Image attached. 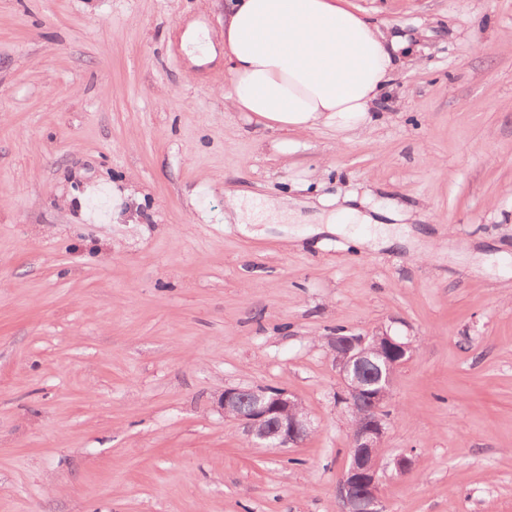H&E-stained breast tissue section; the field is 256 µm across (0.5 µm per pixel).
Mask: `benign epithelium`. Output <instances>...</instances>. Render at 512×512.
I'll list each match as a JSON object with an SVG mask.
<instances>
[{"label":"benign epithelium","mask_w":512,"mask_h":512,"mask_svg":"<svg viewBox=\"0 0 512 512\" xmlns=\"http://www.w3.org/2000/svg\"><path fill=\"white\" fill-rule=\"evenodd\" d=\"M326 342L339 378L336 401L355 418L350 460L338 485L341 512H383L379 450L388 429L385 412L413 344L384 331L371 336L338 333ZM219 404L224 419L240 424L255 446L296 448L314 432L306 407L286 391L227 388Z\"/></svg>","instance_id":"1"}]
</instances>
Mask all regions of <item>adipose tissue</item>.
<instances>
[{"label": "adipose tissue", "mask_w": 512, "mask_h": 512, "mask_svg": "<svg viewBox=\"0 0 512 512\" xmlns=\"http://www.w3.org/2000/svg\"><path fill=\"white\" fill-rule=\"evenodd\" d=\"M406 45L348 0H224V104L268 129L361 132Z\"/></svg>", "instance_id": "1"}]
</instances>
